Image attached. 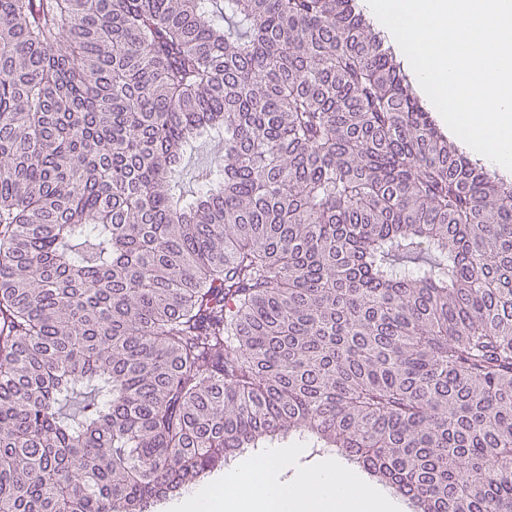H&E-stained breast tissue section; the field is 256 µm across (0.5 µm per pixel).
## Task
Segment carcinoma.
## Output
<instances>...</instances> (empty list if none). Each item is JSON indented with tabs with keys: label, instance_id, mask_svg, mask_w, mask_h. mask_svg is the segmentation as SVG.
Segmentation results:
<instances>
[{
	"label": "carcinoma",
	"instance_id": "1",
	"mask_svg": "<svg viewBox=\"0 0 512 512\" xmlns=\"http://www.w3.org/2000/svg\"><path fill=\"white\" fill-rule=\"evenodd\" d=\"M293 436L512 512V180L360 0H0V512H151ZM364 1V0H363ZM361 1V5L364 7L367 15L372 19V21L374 22L375 26L377 27L378 30H380L382 33L381 34H384L385 35V39L387 40V43L388 44H391L398 56V60L401 61V65H403V68L404 70L406 71V73L409 75V77L411 78L412 82H413V85L414 87L416 88L417 92H418V95L420 96V98L424 101L425 104H427V106L432 110V117L435 121V124L437 125L438 128H440V130L446 132L448 134V137L452 138V139H459L455 136H453L451 134V130L448 128V126L446 125V123L441 119L440 115H439V112H435L434 109H433V106L431 104V102L428 100V98L423 94V92L421 91V89L419 88L418 84H417V81H416V78L414 76V73L408 63V61L404 58V56L402 55V53L400 52L395 40L385 31V29L378 23V21L376 20V18L372 15V13L366 8L365 6V2ZM204 139L200 141L199 146L196 150L192 151L191 154H187L183 161V176L182 182L180 184L182 192L188 194L190 191H193L195 188L194 175L197 173L198 169L204 167L209 160V147L205 144Z\"/></svg>",
	"mask_w": 512,
	"mask_h": 512
}]
</instances>
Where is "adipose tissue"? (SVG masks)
<instances>
[{
  "mask_svg": "<svg viewBox=\"0 0 512 512\" xmlns=\"http://www.w3.org/2000/svg\"><path fill=\"white\" fill-rule=\"evenodd\" d=\"M299 446L268 448L264 463L241 459L222 479L203 484L171 512H400V504L342 462L289 472Z\"/></svg>",
  "mask_w": 512,
  "mask_h": 512,
  "instance_id": "ef3b65f1",
  "label": "adipose tissue"
}]
</instances>
